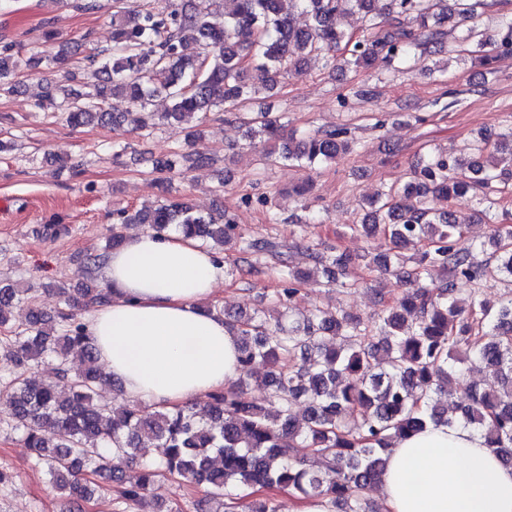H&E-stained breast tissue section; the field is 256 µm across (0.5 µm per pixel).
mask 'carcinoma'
<instances>
[{
	"label": "carcinoma",
	"mask_w": 512,
	"mask_h": 512,
	"mask_svg": "<svg viewBox=\"0 0 512 512\" xmlns=\"http://www.w3.org/2000/svg\"><path fill=\"white\" fill-rule=\"evenodd\" d=\"M362 15L360 30L338 26L343 5ZM486 0H225L217 23L196 0H173L167 12L146 0H113L112 48L57 41L53 22L44 25L49 50L33 49L20 60L14 44L0 40V95L18 91V69L31 72L51 62L65 64L80 55L94 69L97 84L86 92L55 85L48 96L73 128L129 124L150 131L183 123L191 150L153 160L154 172L207 166L202 148L212 112L239 111L259 92L250 71H260L265 89L301 70L310 60L323 67L367 69L415 64L444 49L450 31L478 16ZM308 24L298 27L293 12ZM191 42L195 57L183 55ZM488 42L472 25L459 38L460 52L485 70L495 59ZM124 96L130 112L104 109L110 96ZM171 103L164 112L148 110L154 100ZM250 141L271 144L264 159L315 167L353 152L343 128L299 134L272 112L242 118ZM512 197V125L492 139L476 136L462 156L427 154L412 166L410 179L368 200L370 222L349 224L377 241L363 253L325 254L310 259L343 288L352 287L350 270L392 273L409 289L390 302L371 323L316 308L294 318L303 271L278 254L281 288L274 299L283 308L224 314L238 333L243 378L222 391L175 411L112 404L100 389L112 383L100 362L81 313L112 301L110 288L94 277L107 255L125 240L131 224L162 234L177 230L222 251L253 254L272 245L246 240L226 212L194 214L189 207L162 201L141 209L117 208L101 252L81 261L82 280L60 288L63 309L50 316L32 305V288L0 279V326L14 306L30 305L26 323L10 338L17 375L0 404L26 447L46 466L54 488L86 512L103 484L121 503L141 512H180L147 499L159 477H175L206 487L219 508L213 512H279L276 495L314 502L322 512H375L363 494L376 482L384 455L394 443L429 422L462 423L481 433L487 447L512 466V296L499 307L477 298L486 277L512 281V224H498L472 247L489 252L484 263L457 247L470 217L461 206L479 200L493 210ZM422 245L415 260L403 253ZM438 268L447 275L436 288L423 283ZM460 283L471 286L466 300L456 297ZM80 358L69 366L71 355ZM266 368L262 383L271 399L261 404L247 393L251 367ZM46 366L50 375L27 376ZM476 367L493 369L498 387L478 390L467 382ZM298 400L308 404L299 421L291 413ZM321 466L308 468V453ZM241 494L224 498V489Z\"/></svg>",
	"instance_id": "obj_1"
}]
</instances>
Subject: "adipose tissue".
I'll return each instance as SVG.
<instances>
[{
  "label": "adipose tissue",
  "mask_w": 512,
  "mask_h": 512,
  "mask_svg": "<svg viewBox=\"0 0 512 512\" xmlns=\"http://www.w3.org/2000/svg\"><path fill=\"white\" fill-rule=\"evenodd\" d=\"M109 304L85 319L101 363L128 400L175 409L238 375V337L205 305L224 263L179 232L129 236L100 269ZM383 512H512V468L470 427L427 424L387 457Z\"/></svg>",
  "instance_id": "obj_1"
}]
</instances>
